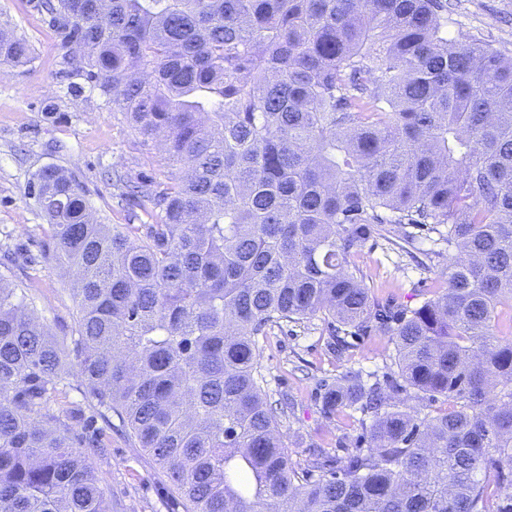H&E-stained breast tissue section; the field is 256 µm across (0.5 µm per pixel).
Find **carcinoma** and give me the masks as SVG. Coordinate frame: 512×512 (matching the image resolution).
<instances>
[{"label":"carcinoma","mask_w":512,"mask_h":512,"mask_svg":"<svg viewBox=\"0 0 512 512\" xmlns=\"http://www.w3.org/2000/svg\"><path fill=\"white\" fill-rule=\"evenodd\" d=\"M76 74L175 173L142 176L150 223L95 222L56 166L30 182L44 259L76 272L81 384L163 469L187 512H512V58L448 38V0H36ZM0 30V65L30 60ZM448 246L416 307L353 257L388 225ZM318 313L337 357L377 327L398 373L347 371L327 416L368 451L295 466L257 336ZM508 319L511 337L496 334ZM62 350L0 276V512H110L51 408ZM501 386L498 402L486 395ZM451 407L420 420L409 399Z\"/></svg>","instance_id":"cac0c4a2"}]
</instances>
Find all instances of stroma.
<instances>
[{
  "label": "stroma",
  "instance_id": "stroma-1",
  "mask_svg": "<svg viewBox=\"0 0 512 512\" xmlns=\"http://www.w3.org/2000/svg\"><path fill=\"white\" fill-rule=\"evenodd\" d=\"M449 2V38L486 42L512 57V0ZM1 28L26 39L33 54L26 64L0 70V254L10 252L17 259L11 267L0 266V276L23 294L63 352L69 384L53 407L67 418L72 436H93L101 444V452L87 458L112 512H187L165 471L133 439L104 429L80 390V357L72 342L78 311L72 275L44 260L51 229L28 193L32 176L55 165L80 185L99 223L132 224L136 218L124 200L127 182L142 174L164 182L171 168L158 143L141 142L123 113L105 105L83 79L67 76L60 39L30 0H0ZM356 262L375 295L413 307L439 281L448 253L437 233L420 230L404 251L390 239L368 242ZM330 341L320 314L269 327L258 339L262 388L271 404L289 401L278 429L293 463L303 469L312 446L341 456L361 443L362 430L351 410L323 415V384L348 370L381 376L397 370L394 346L380 330L353 339L340 358Z\"/></svg>",
  "mask_w": 512,
  "mask_h": 512
}]
</instances>
